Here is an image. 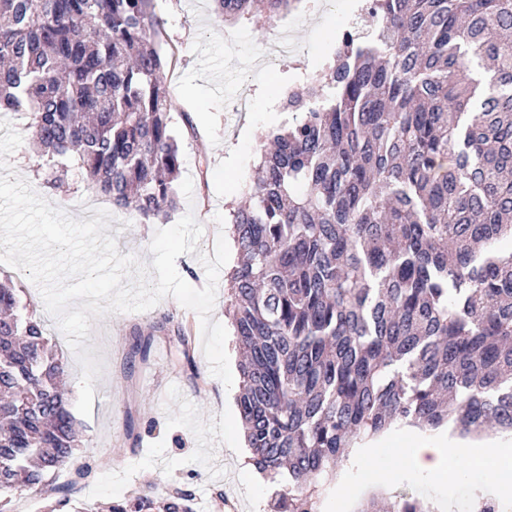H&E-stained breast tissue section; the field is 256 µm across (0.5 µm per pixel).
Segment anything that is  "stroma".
I'll use <instances>...</instances> for the list:
<instances>
[{"mask_svg":"<svg viewBox=\"0 0 512 512\" xmlns=\"http://www.w3.org/2000/svg\"><path fill=\"white\" fill-rule=\"evenodd\" d=\"M359 0H303L275 26L242 20L233 27L216 21L211 0H157L162 20L159 46L166 61L164 80L175 112L188 113L190 125H178L181 167L173 187L179 208L166 222L142 221L115 209L102 193L89 188L78 168L68 174L69 190L50 187L38 171V158L21 144L7 162L33 190L77 220H92L95 209L112 216L108 236L119 254L152 263L149 244L163 224H175L193 213L204 232L197 250L177 258L180 276L204 287L206 275L198 253L213 254L229 212L242 204L260 161L263 133L284 125L282 107L289 86L305 82L335 49L338 30L348 27ZM20 288L27 311L40 318L49 338L61 348L67 364L70 399H77L81 368L75 352L47 312L38 288L21 271L0 263V279ZM170 313L190 331L188 354L159 337L147 362L128 363L134 327ZM86 340L103 367L94 380L90 416H78L82 446L71 465L53 477L52 490L33 494L13 491L0 496V512H72L91 505L106 512L115 502L136 494L160 498L179 488L195 495V512H270L274 486L245 467L250 450L239 422V384L225 386L212 375L202 347L198 315L172 297L144 312L110 314L91 319ZM195 362L199 379L189 377ZM407 431L383 433V443L357 454L332 480L320 512H354L351 495L371 476L392 478V494L411 493L423 501L468 499L465 484L434 486L407 467L400 451ZM86 465L89 479L75 481L74 469ZM75 482L69 507L57 505L56 487Z\"/></svg>","mask_w":512,"mask_h":512,"instance_id":"stroma-1","label":"stroma"}]
</instances>
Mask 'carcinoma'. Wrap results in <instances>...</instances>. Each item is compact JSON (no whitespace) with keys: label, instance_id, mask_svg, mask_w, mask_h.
I'll return each instance as SVG.
<instances>
[{"label":"carcinoma","instance_id":"carcinoma-1","mask_svg":"<svg viewBox=\"0 0 512 512\" xmlns=\"http://www.w3.org/2000/svg\"><path fill=\"white\" fill-rule=\"evenodd\" d=\"M272 23L298 0H212ZM369 31L288 89L257 175L230 212L236 398L271 512H319V477L391 428L512 432V0H365ZM154 0H0V111L33 153L146 221L177 207L180 167ZM0 283V492L38 494L79 430L65 365ZM164 315L133 330L128 360ZM400 494L387 512H426ZM109 512H194L191 493Z\"/></svg>","mask_w":512,"mask_h":512}]
</instances>
